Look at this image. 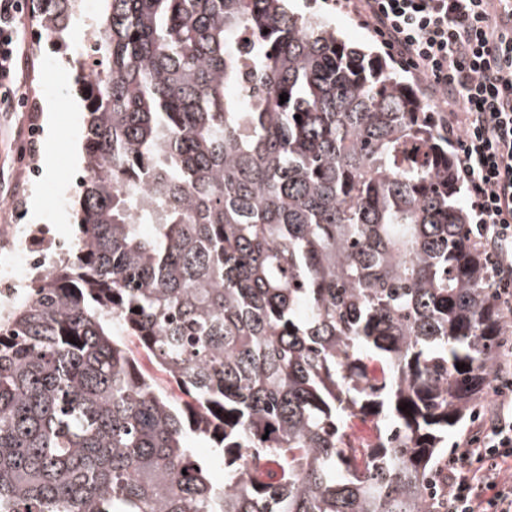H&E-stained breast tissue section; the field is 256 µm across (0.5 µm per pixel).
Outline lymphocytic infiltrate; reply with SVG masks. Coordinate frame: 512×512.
I'll use <instances>...</instances> for the list:
<instances>
[{"instance_id": "1", "label": "lymphocytic infiltrate", "mask_w": 512, "mask_h": 512, "mask_svg": "<svg viewBox=\"0 0 512 512\" xmlns=\"http://www.w3.org/2000/svg\"><path fill=\"white\" fill-rule=\"evenodd\" d=\"M32 0H0V102L22 68L19 23ZM364 22L389 54L448 97V139L492 261L497 299L512 310V0H363ZM480 436L448 458L446 512H512V372Z\"/></svg>"}]
</instances>
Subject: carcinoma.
<instances>
[{
	"label": "carcinoma",
	"instance_id": "1",
	"mask_svg": "<svg viewBox=\"0 0 512 512\" xmlns=\"http://www.w3.org/2000/svg\"><path fill=\"white\" fill-rule=\"evenodd\" d=\"M102 2L83 246L0 315V512H439L506 320L448 131L288 0ZM122 342H124L129 350H131L139 360L140 369L147 375L153 377L157 382L166 386L168 389L181 395L180 391L173 384L167 382V379L163 373H161L156 365L151 361L148 355L142 350L136 337L134 336H121Z\"/></svg>",
	"mask_w": 512,
	"mask_h": 512
}]
</instances>
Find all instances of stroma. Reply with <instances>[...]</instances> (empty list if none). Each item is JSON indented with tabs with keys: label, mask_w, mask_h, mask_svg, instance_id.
Wrapping results in <instances>:
<instances>
[{
	"label": "stroma",
	"mask_w": 512,
	"mask_h": 512,
	"mask_svg": "<svg viewBox=\"0 0 512 512\" xmlns=\"http://www.w3.org/2000/svg\"><path fill=\"white\" fill-rule=\"evenodd\" d=\"M291 5L295 11L319 16L338 29L343 40L366 47L396 67L403 81L416 86L440 123L448 122L439 94L417 81L412 72L397 67L380 37L362 23L348 0H291ZM86 23L83 16L73 19L72 36L62 44L40 25L37 16H25L20 22L23 75L17 92L38 103L39 109L20 112L0 103V225L40 226L54 237L60 227L69 228L75 222V181L83 162L73 159L69 137L84 132L86 112L75 60ZM61 96L71 102V109H54ZM33 125L40 129L34 142L28 136Z\"/></svg>",
	"instance_id": "obj_1"
}]
</instances>
